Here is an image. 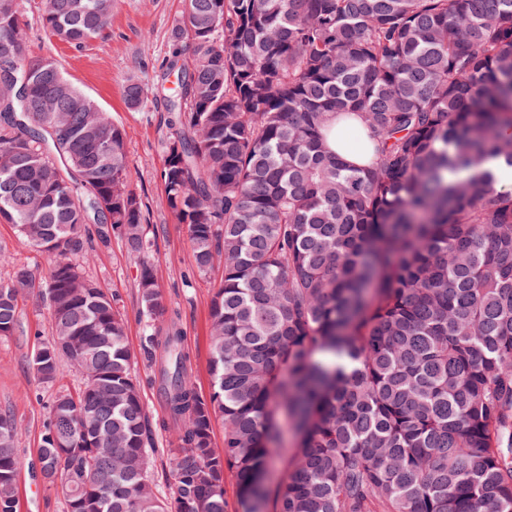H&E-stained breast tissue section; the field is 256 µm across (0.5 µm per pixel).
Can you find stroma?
I'll return each instance as SVG.
<instances>
[{"label":"stroma","mask_w":512,"mask_h":512,"mask_svg":"<svg viewBox=\"0 0 512 512\" xmlns=\"http://www.w3.org/2000/svg\"><path fill=\"white\" fill-rule=\"evenodd\" d=\"M45 0H23L19 36L33 57H50L66 78L93 97L126 134L127 162L136 178L145 215L147 257L163 295L165 310L160 327L177 323L190 355L191 381L201 395L211 391L209 373V310L218 288L221 267L199 271L186 225L177 223L166 205L161 172L165 163L163 142L171 134L172 116L165 107L168 94L158 77L172 48L171 33L184 19L183 0H117L116 9L101 34L84 47L58 42L36 23ZM140 85L147 96L144 107L126 103L128 86ZM90 259L85 275L112 296L127 320V344L135 356L134 371L141 381L147 416L148 443L152 450L149 471L163 497L173 494L172 461L177 443L161 425L164 404L156 384L154 366L147 354V330L138 316V282L141 267L127 255L118 234L101 238L95 224L82 230ZM0 251L11 265L28 268L36 280H44L49 257L21 238L14 225L0 221ZM19 328L15 335L0 337V414L14 420L18 468L17 512H63L53 487L42 478L38 448L43 423L56 396L76 392L81 376L62 366L57 379L40 383L30 367L32 352L52 334L50 311L35 293L22 291L18 300Z\"/></svg>","instance_id":"obj_1"}]
</instances>
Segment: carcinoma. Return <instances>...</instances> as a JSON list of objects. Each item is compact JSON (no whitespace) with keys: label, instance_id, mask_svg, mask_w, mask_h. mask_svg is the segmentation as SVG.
<instances>
[{"label":"carcinoma","instance_id":"obj_1","mask_svg":"<svg viewBox=\"0 0 512 512\" xmlns=\"http://www.w3.org/2000/svg\"><path fill=\"white\" fill-rule=\"evenodd\" d=\"M115 5L46 0L37 24L83 46ZM21 16L0 0V219L54 257L35 380L82 358L39 448L64 512H226L228 475L240 512H267L281 459L273 512H512V185L489 170L512 169V0H184L162 178L197 268L224 270L208 396L180 331L148 336L179 445L169 500L126 318L72 260L84 225L118 230L155 326L125 132L27 57ZM351 115L367 165L330 146ZM32 283L25 267L0 282V337ZM16 437L0 415V512H16Z\"/></svg>","mask_w":512,"mask_h":512}]
</instances>
